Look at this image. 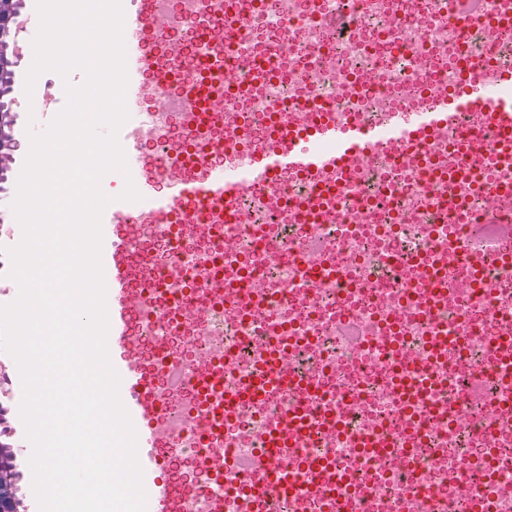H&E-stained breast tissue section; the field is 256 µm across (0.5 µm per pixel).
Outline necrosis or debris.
Listing matches in <instances>:
<instances>
[{
    "label": "necrosis or debris",
    "instance_id": "obj_1",
    "mask_svg": "<svg viewBox=\"0 0 512 512\" xmlns=\"http://www.w3.org/2000/svg\"><path fill=\"white\" fill-rule=\"evenodd\" d=\"M132 3L175 17L145 31L161 184L272 147L274 114L297 133L407 121L512 72V0ZM340 8L345 32L321 22ZM206 60L213 96L184 106ZM123 239L129 353L164 398L159 452L188 469L175 512H512V137L489 106Z\"/></svg>",
    "mask_w": 512,
    "mask_h": 512
}]
</instances>
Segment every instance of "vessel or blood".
Segmentation results:
<instances>
[{"label": "vessel or blood", "instance_id": "obj_1", "mask_svg": "<svg viewBox=\"0 0 512 512\" xmlns=\"http://www.w3.org/2000/svg\"><path fill=\"white\" fill-rule=\"evenodd\" d=\"M147 19L132 11L124 16V42L128 86L126 105L132 115L119 132L125 144V154L130 170H137L144 145V132L151 125L153 116L136 111V104L143 98L145 86L142 74L151 72L154 63L142 48V32ZM480 96L495 112L500 128L512 130V96L502 93L499 84L482 85ZM456 117L447 102L439 101L426 111L416 113L412 123L399 121L384 126L339 125L328 121L320 124L313 133L312 141L289 137L245 164L213 168L204 181L188 183L180 179L170 180L166 194L156 192L154 183H140L141 195L151 197V210L156 214L169 212L174 205L190 206L220 203L241 194L246 188L257 184H269L286 171L315 175L320 171L335 168L351 157L378 147L391 140L408 141L415 129L451 123ZM134 217L124 202H113L102 215L103 246L102 265L107 287L109 315L108 345L117 352L128 341V273L121 259L125 253L123 240L112 234L113 225L130 223ZM111 363L121 379L128 396L123 404L127 409L137 433L138 457L144 472V487L147 492V512H167L170 489L166 481L159 479L160 467L155 453L157 433L154 427L156 410L144 398L147 384L139 364L131 359L112 357Z\"/></svg>", "mask_w": 512, "mask_h": 512}]
</instances>
